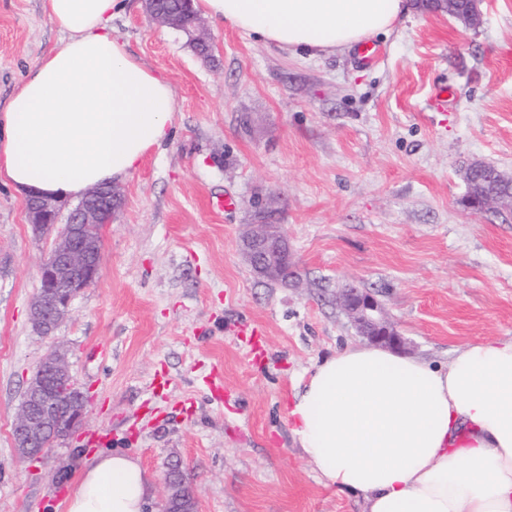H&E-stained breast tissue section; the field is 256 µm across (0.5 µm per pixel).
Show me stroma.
Listing matches in <instances>:
<instances>
[{"label": "stroma", "mask_w": 512, "mask_h": 512, "mask_svg": "<svg viewBox=\"0 0 512 512\" xmlns=\"http://www.w3.org/2000/svg\"><path fill=\"white\" fill-rule=\"evenodd\" d=\"M479 7L476 29L410 8L373 37L366 66L352 48L298 56L206 17L204 60L183 32L150 20L145 0H128L113 33L171 83L176 111L167 141L119 182L100 278L54 338L29 319L53 237L0 184V512H64L93 429L111 431L109 452L151 477L144 512H159L176 459L199 512H362L361 496L320 484L286 409L318 361L360 341L337 292L373 294L411 357L445 364L462 343L512 338V213L463 202L466 162L512 175V0ZM63 40L42 0H0V106ZM440 88L442 106L431 102ZM227 194L233 210L211 208ZM267 198L299 287L255 277L239 248ZM56 343L89 414L24 461L13 420ZM218 365L220 402L204 382Z\"/></svg>", "instance_id": "35a3bbf8"}]
</instances>
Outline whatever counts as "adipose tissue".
<instances>
[{
  "label": "adipose tissue",
  "mask_w": 512,
  "mask_h": 512,
  "mask_svg": "<svg viewBox=\"0 0 512 512\" xmlns=\"http://www.w3.org/2000/svg\"><path fill=\"white\" fill-rule=\"evenodd\" d=\"M125 0H42L65 36L0 110V184L55 198L124 179L170 135L176 93L112 34ZM197 9L294 53L385 33L409 0H197ZM291 432L323 485L364 512H512V341L469 342L448 365L350 345L294 394ZM150 478L96 456L65 512H143Z\"/></svg>",
  "instance_id": "adipose-tissue-1"
}]
</instances>
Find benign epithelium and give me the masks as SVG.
<instances>
[{"mask_svg":"<svg viewBox=\"0 0 512 512\" xmlns=\"http://www.w3.org/2000/svg\"><path fill=\"white\" fill-rule=\"evenodd\" d=\"M152 20L171 28L182 30L197 42L207 44V37L197 13L183 23L177 16L155 11L154 0H146ZM472 169L483 171L487 182L494 186L508 185L503 195L512 196V177L497 169H489L479 161L471 162ZM122 203L119 191L113 185L89 189L70 209L66 224L57 233L50 250L39 264L40 287L31 307L35 308L34 320L42 325L43 336L52 337L60 322L69 312L72 301L84 290L92 287L101 274V239L98 230L112 220ZM62 207L51 197L31 195L27 200L29 223L39 232H51L59 223ZM242 251L252 270L260 277L290 284L286 275L292 258L288 238L279 224L269 218L250 225L241 239ZM341 308L347 314L356 333L368 343L404 350L406 341L394 323L387 317L376 298L366 290L348 286L339 294ZM44 378L43 385L29 386L24 393V406L18 410L13 423V437L20 443H38L49 450L58 441L57 434L47 432L58 414L67 411L71 428L82 425L89 412V401L78 388L70 374L67 360L53 350L37 366ZM64 381L71 386L72 396L64 403L55 402L52 394L54 383ZM183 472L180 461L168 463L164 477V512H171L173 488L176 478Z\"/></svg>","mask_w":512,"mask_h":512,"instance_id":"1","label":"benign epithelium"}]
</instances>
